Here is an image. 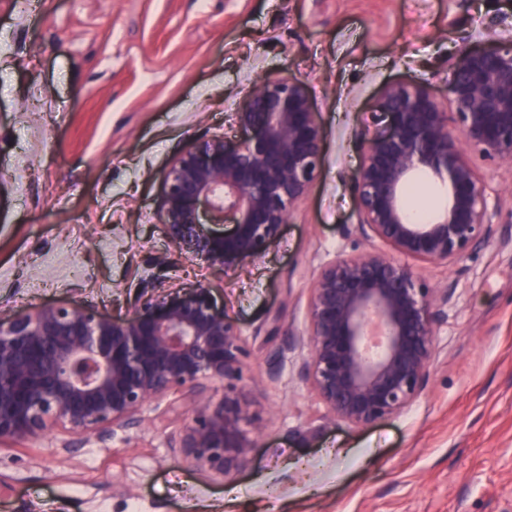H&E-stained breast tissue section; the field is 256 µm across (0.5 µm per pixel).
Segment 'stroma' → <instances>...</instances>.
<instances>
[{
  "mask_svg": "<svg viewBox=\"0 0 512 512\" xmlns=\"http://www.w3.org/2000/svg\"><path fill=\"white\" fill-rule=\"evenodd\" d=\"M512 0H0V312L81 302L124 316L208 282L250 356V462L227 476L169 446L195 414L154 399L104 440L53 426L0 444V512H512V169L493 237L455 263L423 393L369 427L333 419L300 376L310 288L363 241L361 133L395 82L445 99L478 33ZM307 87L321 164L279 239L232 276L174 254L158 208L190 143L232 141L256 81Z\"/></svg>",
  "mask_w": 512,
  "mask_h": 512,
  "instance_id": "stroma-1",
  "label": "stroma"
}]
</instances>
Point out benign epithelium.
Returning <instances> with one entry per match:
<instances>
[{
	"mask_svg": "<svg viewBox=\"0 0 512 512\" xmlns=\"http://www.w3.org/2000/svg\"><path fill=\"white\" fill-rule=\"evenodd\" d=\"M478 38L491 45L455 64L448 108L426 84L385 88L377 111L389 127L362 132L355 195L358 233L390 252L341 255L311 287L301 374L334 419L356 427L396 414L428 384L448 285L427 284L413 263L451 264L494 234L469 153L512 169V24ZM236 120L242 139L191 143L173 160L160 200L174 250L226 275L277 239L323 147L309 92L288 72L261 78ZM417 172L447 193L425 221L404 200ZM246 356L207 284L153 294L125 318L82 304L1 313L0 442L40 437L51 424L86 437L130 430L149 400L179 392L201 409L170 447L227 476L249 461L236 394ZM214 382L224 384L218 401Z\"/></svg>",
	"mask_w": 512,
	"mask_h": 512,
	"instance_id": "benign-epithelium-1",
	"label": "benign epithelium"
}]
</instances>
